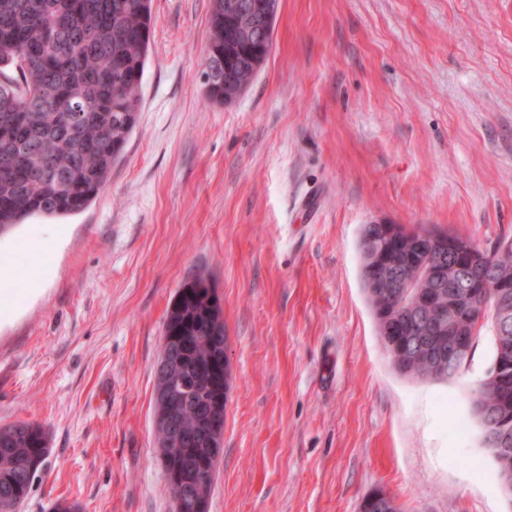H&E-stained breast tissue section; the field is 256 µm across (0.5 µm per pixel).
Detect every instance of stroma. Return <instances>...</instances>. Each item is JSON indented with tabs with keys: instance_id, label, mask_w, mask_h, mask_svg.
<instances>
[{
	"instance_id": "35a3bbf8",
	"label": "stroma",
	"mask_w": 512,
	"mask_h": 512,
	"mask_svg": "<svg viewBox=\"0 0 512 512\" xmlns=\"http://www.w3.org/2000/svg\"><path fill=\"white\" fill-rule=\"evenodd\" d=\"M210 0H153L141 106L98 199L0 255V427L50 452L18 512H172L155 457L166 313L215 288L232 387L209 512H512L459 377L393 368L360 277L364 225L512 240V0H280L232 103L201 78Z\"/></svg>"
}]
</instances>
